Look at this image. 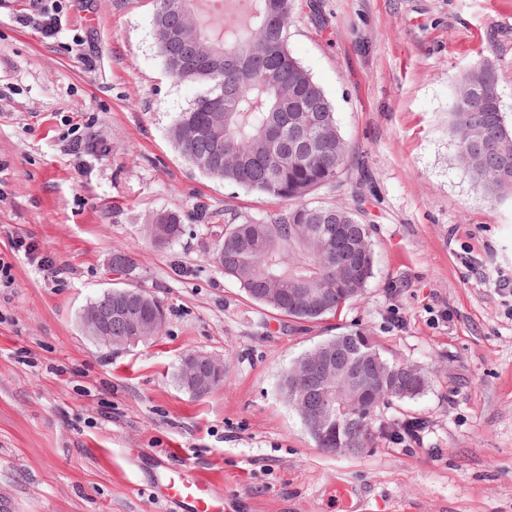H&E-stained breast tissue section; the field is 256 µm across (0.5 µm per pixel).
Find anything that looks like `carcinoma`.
<instances>
[{"mask_svg": "<svg viewBox=\"0 0 512 512\" xmlns=\"http://www.w3.org/2000/svg\"><path fill=\"white\" fill-rule=\"evenodd\" d=\"M232 8L224 24L211 21L203 0H153L152 25L165 69L178 81L203 87L175 120L170 135L183 157L203 175L262 194L280 207L261 218L224 210L217 263L246 295L291 319L314 322L361 296L373 276L374 251L366 211L334 200L312 202L320 189H333L344 169L349 145L335 107L322 87L294 57L288 29L296 0H225ZM494 64L476 61L462 73L449 128L457 143V163L494 199L512 197V125L501 108ZM183 232L178 216L157 215L148 225L161 246ZM348 244L346 264L333 255ZM112 316L109 335L117 340L132 326L162 311L159 301L137 287H115L112 297L94 299ZM349 337L342 357L367 349L382 356L384 384L373 412L311 432L316 447L372 448L388 432L380 419L390 402L412 399L429 384L406 362H395L367 329ZM323 383L302 377L298 389L285 388L300 416L319 406Z\"/></svg>", "mask_w": 512, "mask_h": 512, "instance_id": "carcinoma-1", "label": "carcinoma"}]
</instances>
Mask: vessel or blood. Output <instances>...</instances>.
I'll return each mask as SVG.
<instances>
[{
	"mask_svg": "<svg viewBox=\"0 0 512 512\" xmlns=\"http://www.w3.org/2000/svg\"><path fill=\"white\" fill-rule=\"evenodd\" d=\"M157 485L164 499L179 505L182 512H222L224 508L215 483L197 476L189 464L161 463Z\"/></svg>",
	"mask_w": 512,
	"mask_h": 512,
	"instance_id": "1",
	"label": "vessel or blood"
}]
</instances>
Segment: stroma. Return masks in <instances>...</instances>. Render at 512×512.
I'll use <instances>...</instances> for the list:
<instances>
[{
	"instance_id": "35a3bbf8",
	"label": "stroma",
	"mask_w": 512,
	"mask_h": 512,
	"mask_svg": "<svg viewBox=\"0 0 512 512\" xmlns=\"http://www.w3.org/2000/svg\"><path fill=\"white\" fill-rule=\"evenodd\" d=\"M56 13L54 33L29 16ZM152 0H0V512H179L158 460L194 462L224 512H512V298L484 276L512 268V198L492 200L454 162L456 80L493 62L512 122V0H297L292 53L323 88L351 151L333 197L364 200L375 253L363 295L298 323L225 277L199 225L270 199L212 180L170 128L201 89L173 79ZM93 153H72L74 138ZM183 235L151 242L156 214ZM161 301L162 336L108 350L83 309L116 284ZM50 259L48 277L39 259ZM429 377L384 409L418 422L359 455L316 448L281 383L341 327ZM191 352L223 359L203 395L177 374ZM347 486L342 509L337 486Z\"/></svg>"
}]
</instances>
